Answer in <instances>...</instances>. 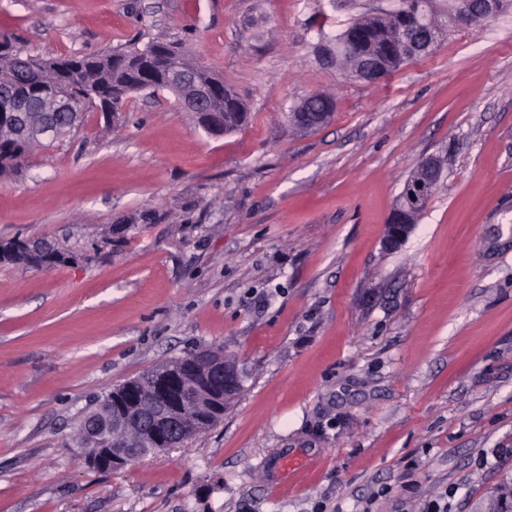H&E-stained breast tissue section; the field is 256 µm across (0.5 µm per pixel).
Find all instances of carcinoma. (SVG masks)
I'll use <instances>...</instances> for the list:
<instances>
[{
  "instance_id": "carcinoma-1",
  "label": "carcinoma",
  "mask_w": 512,
  "mask_h": 512,
  "mask_svg": "<svg viewBox=\"0 0 512 512\" xmlns=\"http://www.w3.org/2000/svg\"><path fill=\"white\" fill-rule=\"evenodd\" d=\"M401 14L412 19H427L434 30L436 42L445 36L446 25L439 19L433 4L424 0H401L397 9L383 15L359 17L334 37L335 42L351 50L350 55L342 58L340 69L349 74L368 63H377L385 73L390 74L407 63L408 59L399 46ZM149 47L152 48V55L147 60L139 54L141 48L133 46L111 54L61 57L47 61L24 55L1 43L0 104L8 99L33 128L55 125L57 131L54 137L47 140L34 136L19 137L10 135L4 124L0 123V178L13 175L31 148L51 144L81 126L85 113L94 110L110 114L119 112L132 94L171 90L175 70L188 71L194 79L192 85L179 87L176 93L178 100L190 98L198 88L216 82L219 84L217 95L205 102L202 111L218 113L224 121L226 134L245 124L247 107L243 100L224 84V80L200 66L187 49L163 41H153ZM43 95L60 100L74 99L77 115L71 118L63 112L44 111L39 102ZM43 247L49 248L51 244L43 241L37 249H20L13 263L26 268L45 267L47 261L42 255ZM177 362L182 363L187 381L192 382L198 377L193 352L146 370L138 376L143 387L141 406L127 412L128 423L135 425L143 421L145 408L151 402V386L156 374ZM218 420L215 408L207 399H201L185 416L186 439L197 437L203 433V427Z\"/></svg>"
}]
</instances>
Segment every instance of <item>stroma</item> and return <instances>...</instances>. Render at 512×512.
I'll list each match as a JSON object with an SVG mask.
<instances>
[{
    "mask_svg": "<svg viewBox=\"0 0 512 512\" xmlns=\"http://www.w3.org/2000/svg\"><path fill=\"white\" fill-rule=\"evenodd\" d=\"M399 0H0L43 58L179 42L249 108L211 136L169 91L88 113L0 180V512H480L512 482V10L376 84L321 43ZM331 121L289 127L311 94ZM440 185L398 250L410 173ZM244 389L196 439L100 471L74 439L190 351ZM416 169L408 176L406 186L417 174L412 185L408 186L390 213L386 224V234L383 239L385 250L398 249L416 228L421 213L426 208L442 177V165L437 158L429 157L422 160ZM404 186V188H405ZM415 197V200H412Z\"/></svg>",
    "mask_w": 512,
    "mask_h": 512,
    "instance_id": "obj_1",
    "label": "stroma"
}]
</instances>
